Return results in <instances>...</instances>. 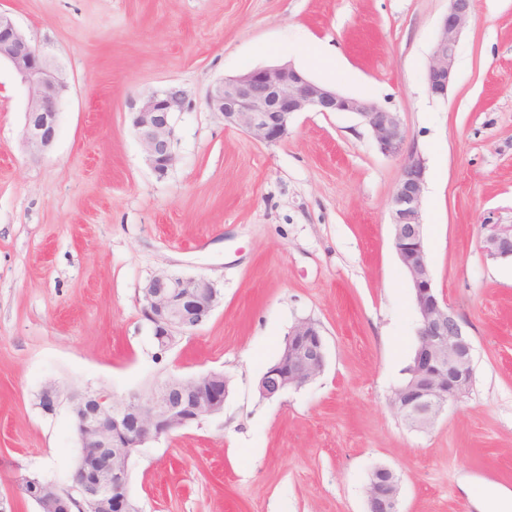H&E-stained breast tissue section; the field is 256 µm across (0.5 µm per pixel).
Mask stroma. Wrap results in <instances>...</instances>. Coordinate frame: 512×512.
<instances>
[{"instance_id": "1", "label": "stroma", "mask_w": 512, "mask_h": 512, "mask_svg": "<svg viewBox=\"0 0 512 512\" xmlns=\"http://www.w3.org/2000/svg\"><path fill=\"white\" fill-rule=\"evenodd\" d=\"M477 2L435 98L425 75L448 0H0L69 79L35 156L27 92L0 67V497L15 512H36L17 475L69 487L80 453L67 406L37 407L45 383L119 399L211 370L229 381L223 413L131 459L142 512H365L378 465L399 476L402 512H482L484 494L512 492V263L481 249L488 213L512 223V0ZM313 42L335 48L333 76ZM287 61L398 112L426 167L434 286L474 345L468 394L427 429L390 406L418 327L390 224L400 159L350 113H298L267 145L207 106L223 78ZM170 85L190 107L160 178L129 112ZM161 270L224 294L165 352L139 302ZM302 319L323 331V372L261 399Z\"/></svg>"}]
</instances>
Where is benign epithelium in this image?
Returning a JSON list of instances; mask_svg holds the SVG:
<instances>
[{
	"label": "benign epithelium",
	"instance_id": "obj_1",
	"mask_svg": "<svg viewBox=\"0 0 512 512\" xmlns=\"http://www.w3.org/2000/svg\"><path fill=\"white\" fill-rule=\"evenodd\" d=\"M476 9L477 0H448L426 73L428 90L435 97L448 95L459 38ZM2 62L27 90L23 139L33 152L41 153L56 137L68 81L15 20L0 11ZM207 104L225 124L240 127L268 145L288 137L298 112L352 113L369 129L382 154L401 159L390 199V218L394 248L413 290L419 328L409 378L394 389L390 405L410 427L430 426L448 402L468 393L474 347L463 320L438 297L433 286L422 219L426 168L407 147L399 113L373 99L319 84L290 63L226 78L210 90ZM187 108L183 90L173 85L144 94L131 104V126L146 162L160 177L175 163L174 116ZM483 224L487 229L485 256L512 260V224H502L492 216ZM140 292L143 316L161 351L200 327L222 297L221 289L204 276L168 271L152 275ZM325 357L320 327L309 319L296 322L275 365L259 379V396L275 400L291 389L304 387L321 374ZM227 395L228 379L217 371L169 376L147 392H133L119 400L104 389L91 387L63 398L57 385L48 382L38 395L39 407L51 414L67 402L81 455L70 487L20 474L15 478L17 489L36 504L38 512H140L129 493L131 458L150 442L223 413ZM88 448L102 449V456L89 461ZM399 494L397 473L385 465L374 467L366 486V512H402Z\"/></svg>",
	"mask_w": 512,
	"mask_h": 512
}]
</instances>
